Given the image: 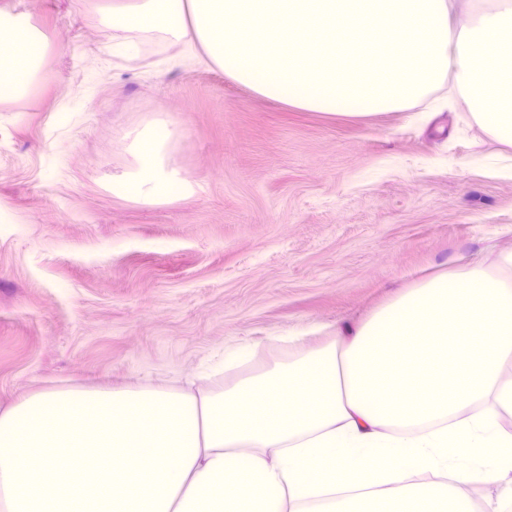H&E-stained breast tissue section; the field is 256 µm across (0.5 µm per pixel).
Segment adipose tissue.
<instances>
[{"instance_id":"ef3b65f1","label":"adipose tissue","mask_w":512,"mask_h":512,"mask_svg":"<svg viewBox=\"0 0 512 512\" xmlns=\"http://www.w3.org/2000/svg\"><path fill=\"white\" fill-rule=\"evenodd\" d=\"M125 57L183 45L257 95L330 116L433 104L443 83L512 146V0H105ZM50 38L0 11V102L36 97ZM144 124L115 185L193 184ZM512 252L424 278L333 342L219 390L70 387L0 411V512H512ZM486 489L475 502L465 489Z\"/></svg>"}]
</instances>
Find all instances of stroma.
<instances>
[{"label": "stroma", "mask_w": 512, "mask_h": 512, "mask_svg": "<svg viewBox=\"0 0 512 512\" xmlns=\"http://www.w3.org/2000/svg\"><path fill=\"white\" fill-rule=\"evenodd\" d=\"M0 7L56 44L41 96L0 103V410L73 385L220 387L225 348L253 345L244 371H261L417 279L512 251V147L464 102L422 124L331 117L179 46L107 53L96 0ZM150 120L176 126L194 196L113 194Z\"/></svg>", "instance_id": "35a3bbf8"}]
</instances>
